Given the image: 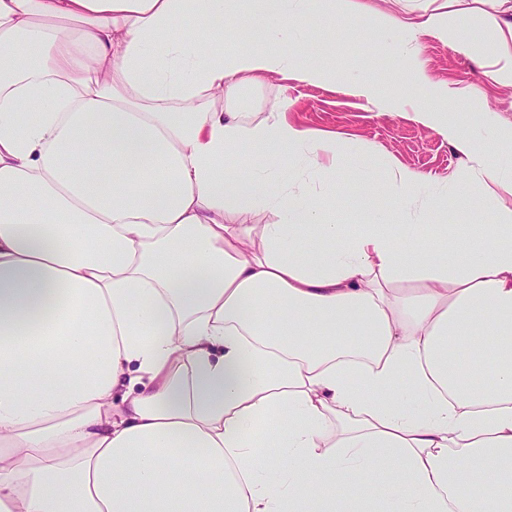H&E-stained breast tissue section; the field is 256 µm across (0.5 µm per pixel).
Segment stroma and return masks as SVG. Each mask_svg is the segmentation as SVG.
<instances>
[{"label":"stroma","mask_w":512,"mask_h":512,"mask_svg":"<svg viewBox=\"0 0 512 512\" xmlns=\"http://www.w3.org/2000/svg\"><path fill=\"white\" fill-rule=\"evenodd\" d=\"M454 9L478 46L490 50L492 19L499 13L496 0H456ZM335 25V40L323 43L316 36L315 18L300 22L306 61L330 65L336 74L334 83L314 85L273 77L262 85L238 90L234 105L245 112H265L275 100H287L288 116L297 125L335 133L342 143L368 150V168L381 183L386 182L393 164L440 181L463 168V159L447 139L409 120V113L430 102L431 93L413 82L400 53L387 50L386 36L371 29L360 35L350 34L346 22L340 19ZM417 44L432 80L475 86V96L446 106L458 125L472 129L483 112L512 121V86L495 81L490 67L482 65L476 56L465 55L428 34L418 35ZM352 75L373 82L394 97L397 106L393 114L380 115L377 106L358 95L348 83ZM352 183L345 162L337 161L336 187L324 200L336 223L353 225L365 221L364 209L348 198Z\"/></svg>","instance_id":"stroma-1"}]
</instances>
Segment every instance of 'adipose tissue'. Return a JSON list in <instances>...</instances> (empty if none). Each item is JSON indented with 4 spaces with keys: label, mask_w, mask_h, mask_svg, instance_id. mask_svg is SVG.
Here are the masks:
<instances>
[{
    "label": "adipose tissue",
    "mask_w": 512,
    "mask_h": 512,
    "mask_svg": "<svg viewBox=\"0 0 512 512\" xmlns=\"http://www.w3.org/2000/svg\"><path fill=\"white\" fill-rule=\"evenodd\" d=\"M308 15L477 51L364 0H0V512H375L390 470L385 512H512V124L414 112L469 174L356 151L331 223L341 142L228 104L332 81L281 49ZM353 178L342 159L336 162L335 191L324 200L335 224H363L366 221L364 209L354 200L344 203V197L350 194ZM472 207L469 211L468 218H460L452 222L469 223H485L489 220V212L487 209L486 197L480 182L473 180L471 184Z\"/></svg>",
    "instance_id": "adipose-tissue-1"
}]
</instances>
